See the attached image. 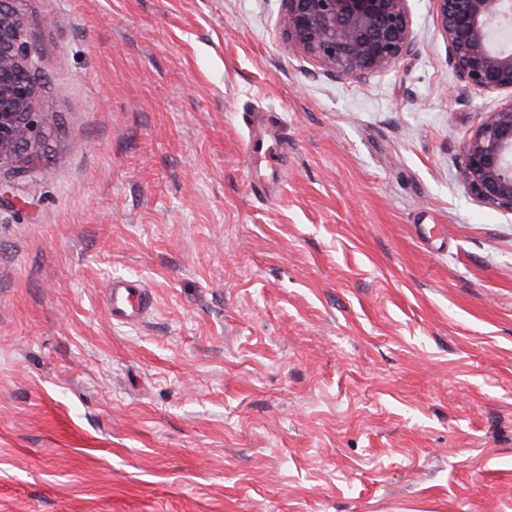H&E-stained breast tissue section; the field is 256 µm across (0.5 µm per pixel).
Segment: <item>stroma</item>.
Masks as SVG:
<instances>
[{
  "mask_svg": "<svg viewBox=\"0 0 512 512\" xmlns=\"http://www.w3.org/2000/svg\"><path fill=\"white\" fill-rule=\"evenodd\" d=\"M408 6L336 81L282 0H19L51 136L0 167V512H512V214L459 176L506 96ZM109 291L112 318L117 321L127 322L148 307L145 290L136 281H112Z\"/></svg>",
  "mask_w": 512,
  "mask_h": 512,
  "instance_id": "obj_1",
  "label": "stroma"
}]
</instances>
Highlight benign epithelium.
I'll use <instances>...</instances> for the list:
<instances>
[{
	"label": "benign epithelium",
	"mask_w": 512,
	"mask_h": 512,
	"mask_svg": "<svg viewBox=\"0 0 512 512\" xmlns=\"http://www.w3.org/2000/svg\"><path fill=\"white\" fill-rule=\"evenodd\" d=\"M18 0H0V166L43 160L47 121L34 109L44 68ZM288 43L335 79L364 80L413 49L408 0H282ZM448 62L464 86L512 92V0H435ZM460 176L485 204L512 213V98L466 139Z\"/></svg>",
	"instance_id": "obj_1"
}]
</instances>
